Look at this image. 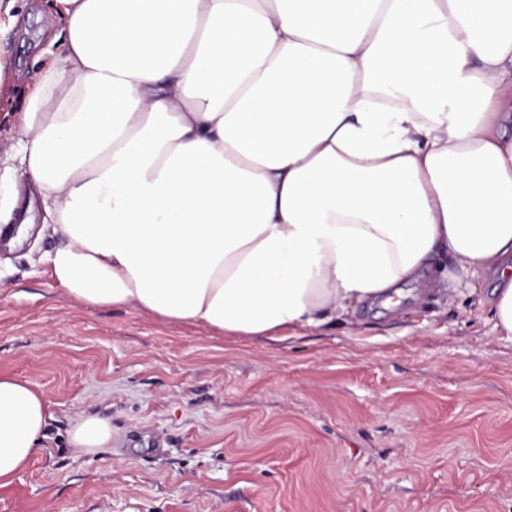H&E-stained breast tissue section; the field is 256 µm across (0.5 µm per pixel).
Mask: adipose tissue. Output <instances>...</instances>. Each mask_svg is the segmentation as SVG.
Instances as JSON below:
<instances>
[{"instance_id": "ef3b65f1", "label": "adipose tissue", "mask_w": 512, "mask_h": 512, "mask_svg": "<svg viewBox=\"0 0 512 512\" xmlns=\"http://www.w3.org/2000/svg\"><path fill=\"white\" fill-rule=\"evenodd\" d=\"M0 223L62 293L283 341L397 309L447 256L512 340V0H52ZM28 191H21L19 178ZM45 396L0 373V488ZM72 447L112 442L79 418Z\"/></svg>"}]
</instances>
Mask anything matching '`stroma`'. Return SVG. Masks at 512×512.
Listing matches in <instances>:
<instances>
[{
	"mask_svg": "<svg viewBox=\"0 0 512 512\" xmlns=\"http://www.w3.org/2000/svg\"><path fill=\"white\" fill-rule=\"evenodd\" d=\"M49 0L0 40V160L16 151ZM37 223L0 236V372L40 390L41 451L0 512H512V340L478 296L361 308L320 335L229 338L60 291ZM96 414L112 445L72 448Z\"/></svg>",
	"mask_w": 512,
	"mask_h": 512,
	"instance_id": "stroma-1",
	"label": "stroma"
}]
</instances>
